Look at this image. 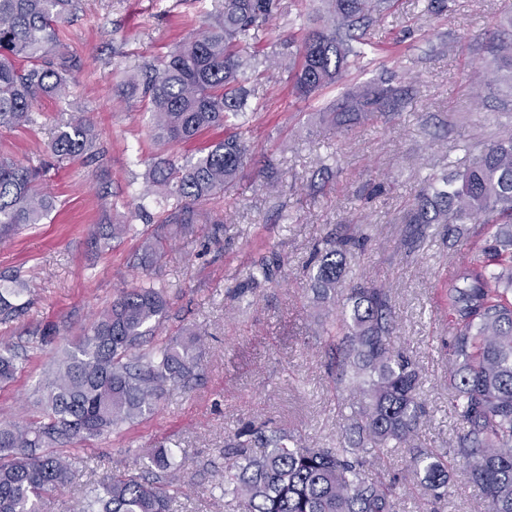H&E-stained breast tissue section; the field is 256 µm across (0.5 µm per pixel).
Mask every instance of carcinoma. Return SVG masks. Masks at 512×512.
<instances>
[{"mask_svg":"<svg viewBox=\"0 0 512 512\" xmlns=\"http://www.w3.org/2000/svg\"><path fill=\"white\" fill-rule=\"evenodd\" d=\"M297 51L263 55L266 70L288 73L295 96L315 98L341 82L359 57L356 45L395 0H322ZM76 0H0V128L37 123L32 109L62 97L75 59L63 47L59 24ZM281 0H224L213 23L179 42L161 59L129 78L151 104L152 135L160 144L189 142L214 127H234L251 107L247 88L249 52ZM491 41L492 73L512 72V39ZM408 89L383 75L357 86L319 112L337 131L372 112H399ZM100 137L86 114L63 124L45 145L46 159L24 165L0 157V240L39 224L55 207L44 186L52 163L96 155ZM248 152L241 133L212 142L195 159L168 160L149 173L146 195L171 205L166 222L193 224L194 206L235 181ZM409 245L430 224L448 226L461 238L469 224H482L489 239L471 253L448 289L450 404L462 422L453 458L465 463L482 491L488 512H512V136L485 146L466 168L429 181L405 216ZM358 239L338 235L315 250L310 288L323 302L336 296L343 262ZM27 285L0 284V323L27 309ZM347 310L325 314L322 332L326 369L336 392H357L358 411L334 448L309 447L293 432L248 423L224 448V495L245 512H396L395 481L365 472L383 450L404 448L420 484L437 503L448 495L449 463L441 454L413 446L421 405L415 362L392 344L394 306L389 291L351 282ZM166 314L165 286L153 281L122 291L80 337L60 350L43 387L32 422L0 423V512H44L45 502L72 484L75 471L60 448L132 425L154 412L170 385L197 367L199 335L185 330L147 353L143 337L155 334ZM14 349L0 348V384L18 370ZM181 466L170 448L150 457L151 476H114L84 495L79 512H171L178 492L163 479Z\"/></svg>","mask_w":512,"mask_h":512,"instance_id":"cac0c4a2","label":"carcinoma"}]
</instances>
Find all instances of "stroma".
<instances>
[{
  "label": "stroma",
  "instance_id": "35a3bbf8",
  "mask_svg": "<svg viewBox=\"0 0 512 512\" xmlns=\"http://www.w3.org/2000/svg\"><path fill=\"white\" fill-rule=\"evenodd\" d=\"M221 0H78L61 23V40L75 56L66 96L46 99L33 126L0 129V154L39 163L46 143L70 115L85 112L102 139L99 154L54 166L46 183L56 206L0 243V276L19 277L29 288L28 311L0 324V344L15 347L22 367L0 388V422L28 420L38 412V389L54 357L36 346V333L56 327L62 342L75 341L122 289L143 277L167 287L166 316L145 348L201 332L204 346L189 381L169 387L156 411L134 426L78 444L70 450L76 482L56 493L47 512H73L91 476L141 474L156 448L173 449L182 466L173 477L179 493L173 512H238L224 498V442L248 422L299 431L308 445L331 447L344 416L359 405L336 394L325 373V338L318 324L326 311L309 287L314 246L336 232L365 235L366 251L347 258L345 278L391 291L394 345L421 369L418 399L425 413L416 445L448 454L460 420L448 404L446 292L470 243L449 242L445 225L433 224L423 240L406 245L403 217L423 178L466 167L487 144L512 135V80L485 86L473 99L471 85L490 62L484 33L512 16V0H453L442 15L429 0H397L371 26L368 49L337 86L323 91L328 103L347 90L386 74L407 85L404 109L336 132L322 122L317 104L295 99L283 73L260 79L261 105L242 128L248 154L237 180L202 205L192 230L165 223L144 195L151 168L185 160L222 129L188 143L161 145L151 133V105L128 95L126 79L166 55L189 34L208 26ZM284 9L257 44L285 54L302 28L309 0H282ZM320 101V102H321ZM278 185L269 188L268 175ZM383 184L372 195L375 184ZM132 224L136 231L92 243L105 225ZM160 250L142 262L144 238ZM270 280L253 282L260 263ZM383 475H398L399 512H429V497L410 469L408 454L385 457ZM441 512H487L463 463L454 464Z\"/></svg>",
  "mask_w": 512,
  "mask_h": 512
}]
</instances>
